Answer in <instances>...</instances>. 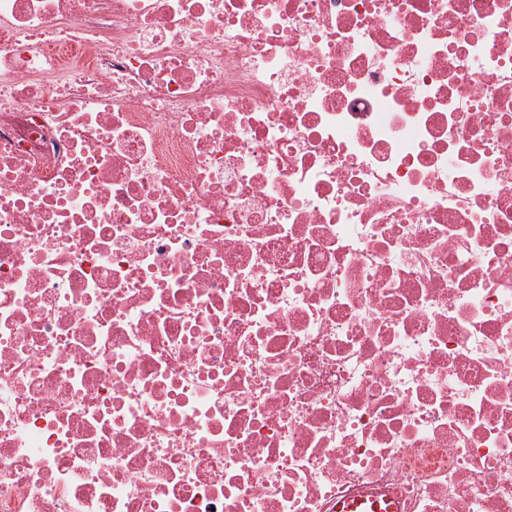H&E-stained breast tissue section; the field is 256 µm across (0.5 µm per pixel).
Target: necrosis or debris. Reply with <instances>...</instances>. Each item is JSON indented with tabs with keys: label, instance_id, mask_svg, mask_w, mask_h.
<instances>
[{
	"label": "necrosis or debris",
	"instance_id": "1",
	"mask_svg": "<svg viewBox=\"0 0 512 512\" xmlns=\"http://www.w3.org/2000/svg\"><path fill=\"white\" fill-rule=\"evenodd\" d=\"M512 512V0H0V512Z\"/></svg>",
	"mask_w": 512,
	"mask_h": 512
}]
</instances>
